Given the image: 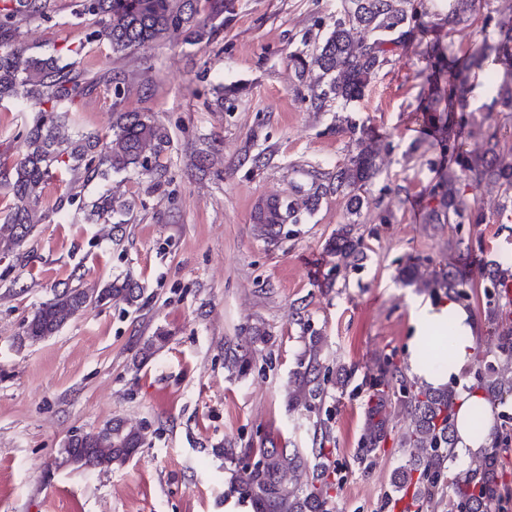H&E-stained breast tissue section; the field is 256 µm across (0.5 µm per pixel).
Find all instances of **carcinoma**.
<instances>
[{"mask_svg": "<svg viewBox=\"0 0 512 512\" xmlns=\"http://www.w3.org/2000/svg\"><path fill=\"white\" fill-rule=\"evenodd\" d=\"M207 4L205 17H199V2ZM48 0H0V101H12L21 108L38 113L36 121L17 134L25 144L23 158L14 164L6 180L11 203L0 217V251L19 250L34 225L47 214L38 209L45 184L63 171L71 176L73 192L60 198L56 210L73 205L80 193L76 184L99 179L107 181L114 173L133 171L150 175L156 184L166 177L158 164L169 144L167 129L144 112L122 109L125 90L120 83L112 87L111 134L72 131L69 112L75 102L89 93L93 83L75 71L74 63H60L59 56H36L21 38L19 22L44 15ZM235 0H79L76 15L91 17L93 29L88 42L107 44L112 53L125 54L146 48L160 40H180L195 44L210 39L224 25V14L234 10ZM478 12L476 0H448V27L465 24ZM412 0H342L341 9L329 31L311 51L290 55L298 80L317 108L330 101L349 102L363 96L379 71L389 62L395 48L418 41L426 42V67L417 96L419 111L438 133L441 161L433 167L434 177L426 187L429 198L428 223L482 224L484 208L465 198L468 188L483 184L498 187L496 210L512 207V160L499 155L498 130L484 132L485 148L464 153L456 143L455 129H475L473 113L466 98L473 69H480L489 57L501 61L510 73L503 81L486 76L497 87L495 102L512 111V18L496 22L497 40L484 39L473 44L466 58L448 56L450 46L434 36L432 25L424 20ZM336 132L349 135L356 147L336 165L328 177L317 178L306 193L288 199L259 202L252 220L258 235L275 240L283 224L302 223L303 214L315 210L328 195L346 199L353 220L342 224L326 243L336 257V265L357 268L364 252L353 237V224L367 204V194L377 177L379 152L373 132L353 123L336 126ZM91 213L104 220L116 212L112 196L103 193L90 203ZM480 281L464 276L456 266L441 268L432 278H418V264L399 268L405 284L441 290L448 298L462 302L478 294L489 284L493 293L483 292V308L489 324V343L475 367H485L476 388L487 399L503 404L512 397V326L503 325L500 313V288L512 279V266L500 262L484 265ZM121 295L131 307H138L143 288L130 278L115 279L101 290L88 292L65 288L41 303L27 322L25 334L31 341L56 333L65 319L91 303L100 304ZM305 346L292 371L288 408L315 417L312 447L246 448L256 458L240 477L242 497L253 512H329L326 487L329 466L321 462L331 428L320 418L328 390V377L322 360L321 336L304 325ZM167 341V332L159 329L143 346L147 359ZM371 404L368 407L364 448L374 451L389 434L387 411L398 405L409 417L401 435V447L407 461L394 477L396 488H416L418 512H427L448 501V512H493L498 496L496 465L503 450L512 444L509 432L491 435L489 446L463 469L448 473L453 462L455 441L456 390L452 385L434 389L408 379L388 354L378 365V375L369 382ZM104 428L81 432L76 437L79 455L93 469L105 470L124 464L144 444L143 428L117 418L112 420V444L102 440Z\"/></svg>", "mask_w": 512, "mask_h": 512, "instance_id": "cac0c4a2", "label": "carcinoma"}]
</instances>
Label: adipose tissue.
<instances>
[{"instance_id": "1", "label": "adipose tissue", "mask_w": 512, "mask_h": 512, "mask_svg": "<svg viewBox=\"0 0 512 512\" xmlns=\"http://www.w3.org/2000/svg\"><path fill=\"white\" fill-rule=\"evenodd\" d=\"M413 335L408 343L410 368L422 382L433 387L454 384L458 394L455 415V455L457 464H466L489 444L488 436H477L468 426L474 407L485 406L481 392L470 390L469 370L475 354V323L466 309L452 300L431 305L418 300L411 303ZM449 330V356L433 367L421 363L419 355L428 336L440 328Z\"/></svg>"}]
</instances>
